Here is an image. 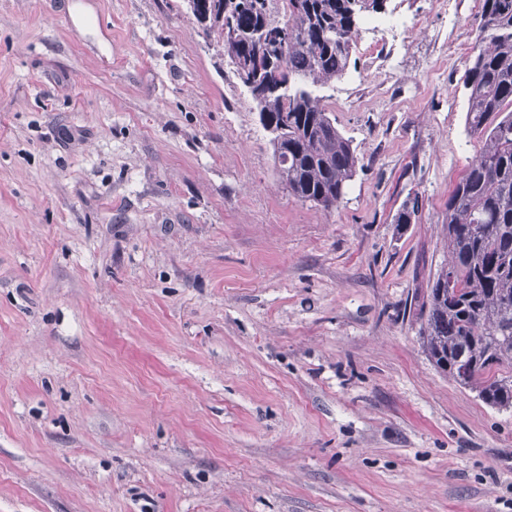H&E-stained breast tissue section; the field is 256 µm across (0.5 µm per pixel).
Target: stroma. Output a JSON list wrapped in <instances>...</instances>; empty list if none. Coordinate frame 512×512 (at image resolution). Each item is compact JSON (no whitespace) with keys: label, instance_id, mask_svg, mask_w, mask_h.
I'll return each mask as SVG.
<instances>
[{"label":"stroma","instance_id":"35a3bbf8","mask_svg":"<svg viewBox=\"0 0 512 512\" xmlns=\"http://www.w3.org/2000/svg\"><path fill=\"white\" fill-rule=\"evenodd\" d=\"M394 15L312 89L360 157L326 211L182 0H0V512H512V410L416 316L481 0Z\"/></svg>","mask_w":512,"mask_h":512}]
</instances>
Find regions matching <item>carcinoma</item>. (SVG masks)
I'll list each match as a JSON object with an SVG mask.
<instances>
[{"instance_id": "obj_1", "label": "carcinoma", "mask_w": 512, "mask_h": 512, "mask_svg": "<svg viewBox=\"0 0 512 512\" xmlns=\"http://www.w3.org/2000/svg\"><path fill=\"white\" fill-rule=\"evenodd\" d=\"M379 0H196L191 15L249 86L277 175L296 198L329 210L359 157L311 86L347 69L364 15ZM463 86L477 157L448 197V263L420 308L435 366L487 405L512 408V0H481ZM234 34V53L224 30Z\"/></svg>"}]
</instances>
